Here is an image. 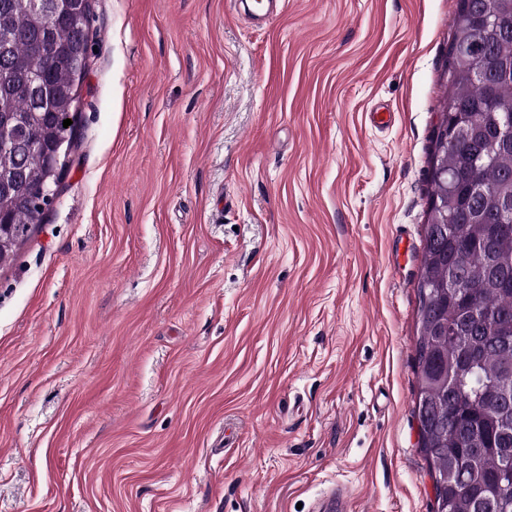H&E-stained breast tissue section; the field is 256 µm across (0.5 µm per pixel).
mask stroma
Masks as SVG:
<instances>
[{
    "label": "stroma",
    "mask_w": 512,
    "mask_h": 512,
    "mask_svg": "<svg viewBox=\"0 0 512 512\" xmlns=\"http://www.w3.org/2000/svg\"><path fill=\"white\" fill-rule=\"evenodd\" d=\"M457 0H91L0 266V512H435L417 282Z\"/></svg>",
    "instance_id": "obj_1"
}]
</instances>
